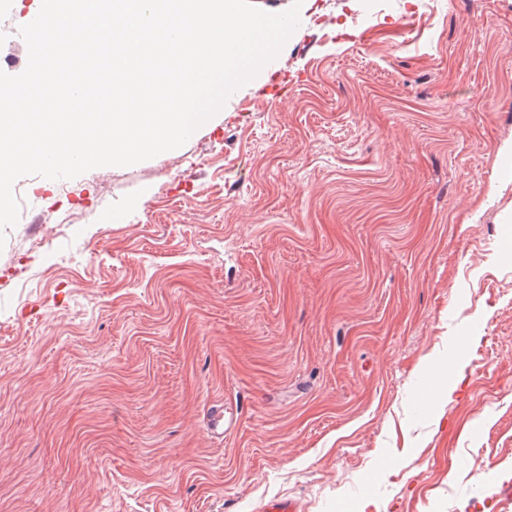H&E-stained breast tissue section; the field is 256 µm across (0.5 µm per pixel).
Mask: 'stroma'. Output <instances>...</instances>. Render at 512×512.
I'll list each match as a JSON object with an SVG mask.
<instances>
[{
  "instance_id": "stroma-1",
  "label": "stroma",
  "mask_w": 512,
  "mask_h": 512,
  "mask_svg": "<svg viewBox=\"0 0 512 512\" xmlns=\"http://www.w3.org/2000/svg\"><path fill=\"white\" fill-rule=\"evenodd\" d=\"M38 9L0 0L1 71ZM299 18L180 148L15 182L0 512H485L512 482V0Z\"/></svg>"
}]
</instances>
